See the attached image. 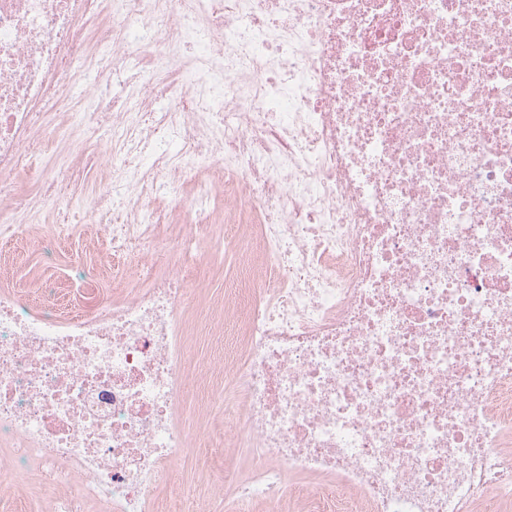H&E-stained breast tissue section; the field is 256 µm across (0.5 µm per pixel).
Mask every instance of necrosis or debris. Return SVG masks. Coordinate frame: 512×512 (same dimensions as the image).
Returning a JSON list of instances; mask_svg holds the SVG:
<instances>
[{
	"mask_svg": "<svg viewBox=\"0 0 512 512\" xmlns=\"http://www.w3.org/2000/svg\"><path fill=\"white\" fill-rule=\"evenodd\" d=\"M89 4L0 0V249L51 297L0 288L17 477L48 512H162L190 449L232 440L236 512H512V0H101L91 29ZM103 59L111 111L90 82L53 112ZM62 144L104 180L79 224L34 168ZM97 224L106 295L95 261L53 276ZM200 374L222 426L193 433Z\"/></svg>",
	"mask_w": 512,
	"mask_h": 512,
	"instance_id": "obj_1",
	"label": "necrosis or debris"
}]
</instances>
